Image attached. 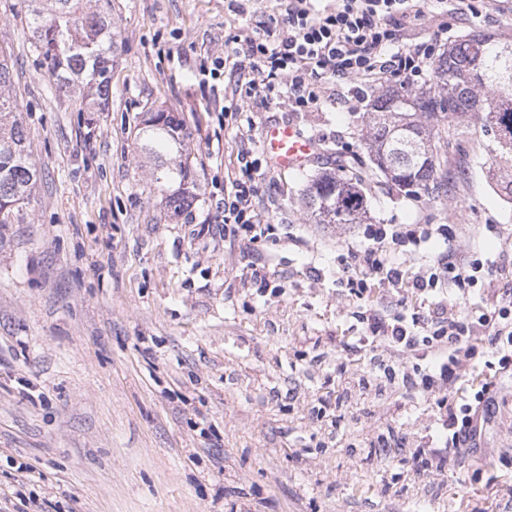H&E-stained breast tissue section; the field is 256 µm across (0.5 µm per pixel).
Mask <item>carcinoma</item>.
Returning a JSON list of instances; mask_svg holds the SVG:
<instances>
[{"instance_id":"1","label":"carcinoma","mask_w":512,"mask_h":512,"mask_svg":"<svg viewBox=\"0 0 512 512\" xmlns=\"http://www.w3.org/2000/svg\"><path fill=\"white\" fill-rule=\"evenodd\" d=\"M92 0H22L40 67L65 98L80 95L79 111L108 107L112 54L117 49L112 15ZM512 41L474 31L450 44L431 64L430 84L418 90H387L367 113V149L379 173L408 195L445 186L448 157L442 146L469 133L473 123L493 136L490 152L503 169L494 173L500 192L512 200V139L499 130L512 127ZM13 69L0 51V224H17L39 178L32 162L21 108L6 88ZM187 133L176 116L162 109L143 113L137 150L154 160L152 176L166 191V206L181 210L196 196V183L183 160ZM306 206L318 224H361L367 207L359 180L336 170L308 181Z\"/></svg>"}]
</instances>
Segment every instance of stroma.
I'll return each mask as SVG.
<instances>
[{
	"label": "stroma",
	"instance_id": "obj_1",
	"mask_svg": "<svg viewBox=\"0 0 512 512\" xmlns=\"http://www.w3.org/2000/svg\"><path fill=\"white\" fill-rule=\"evenodd\" d=\"M19 0H0L10 94L40 179L22 223L0 224V512H470L486 484L512 499V382L498 390L485 452L449 461L439 485L413 475L421 397H394L356 349L361 323L336 281L361 224H319L306 185L343 156H366L356 111L247 102L228 111L231 73H194L284 16L283 0H98L117 49L104 112L59 98L40 67ZM476 30L512 37V0L426 15L404 32L443 50ZM174 112L199 190L175 214L136 149L141 112ZM292 121L319 148L300 171L249 177L248 148ZM480 127L446 148L444 198L408 196L370 168L361 188L374 224H444L512 289V203L488 178ZM253 180L275 239L228 247L217 207ZM269 265L283 293L240 273ZM321 365H312V357ZM389 448L373 445V436Z\"/></svg>",
	"mask_w": 512,
	"mask_h": 512
}]
</instances>
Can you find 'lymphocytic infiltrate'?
Returning a JSON list of instances; mask_svg holds the SVG:
<instances>
[{"label":"lymphocytic infiltrate","instance_id":"1","mask_svg":"<svg viewBox=\"0 0 512 512\" xmlns=\"http://www.w3.org/2000/svg\"><path fill=\"white\" fill-rule=\"evenodd\" d=\"M452 1L459 12L473 8L471 0H333L326 6L320 0H288L286 15L274 29L246 36L240 61L216 57L212 72L245 71L237 90L263 103L286 102L294 112L318 107L326 80L353 83L361 97L389 77L411 81L426 75L431 46L404 49L396 40L424 7L444 10ZM256 198L254 185L235 181L224 199L225 237L247 245L274 238L275 227L257 213ZM366 233L367 248L350 254L360 272L359 278L347 280L350 294L360 301L352 316L364 329L361 345L369 348L386 378L418 392L428 405L417 423L425 437L417 445L413 472L432 485L444 476L450 459L480 450L498 384L512 378V289L481 288V315H463L455 309L453 294L484 280L487 269L481 259L448 243L408 281L398 261L402 247L446 240L445 225L370 224ZM372 280L400 301L409 291L424 296L427 316L408 317L365 304Z\"/></svg>","mask_w":512,"mask_h":512}]
</instances>
